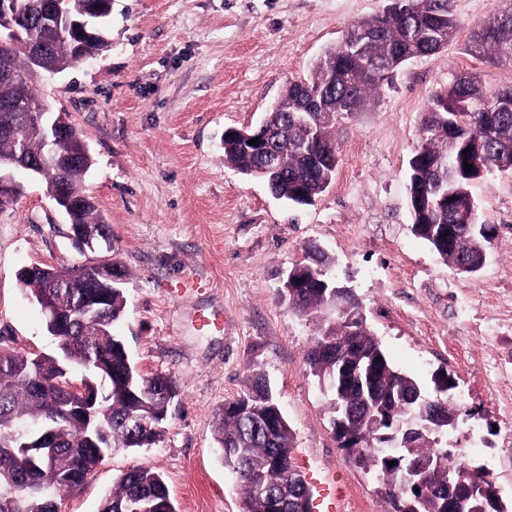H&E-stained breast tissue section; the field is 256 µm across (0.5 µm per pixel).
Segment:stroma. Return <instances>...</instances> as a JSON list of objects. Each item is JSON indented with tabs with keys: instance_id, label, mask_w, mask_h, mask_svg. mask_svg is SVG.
Instances as JSON below:
<instances>
[{
	"instance_id": "obj_1",
	"label": "stroma",
	"mask_w": 512,
	"mask_h": 512,
	"mask_svg": "<svg viewBox=\"0 0 512 512\" xmlns=\"http://www.w3.org/2000/svg\"><path fill=\"white\" fill-rule=\"evenodd\" d=\"M503 0H451L455 40L409 60L365 111L336 127L340 163L308 206L276 198L224 161L231 127L257 125L292 79L341 41L350 23L385 0H112L109 45L38 89L83 135L93 164L84 191L112 228V252L129 272L127 309L115 331L140 373L172 378L176 396L161 442L105 458L59 512H98L134 465L160 473L176 512H241L242 490L221 462L214 413L239 397L248 370L263 371L292 429L295 455L335 477L344 512H388L375 472L355 464L332 431L331 395L305 362L336 324L294 313L279 290L307 244L335 259L341 285L391 359L425 387L453 375L464 411L447 437L470 468L486 473L512 512V462L501 426L512 369L497 354L512 337V174H492L472 194L494 227L483 268L452 269L412 229L408 162L431 95L459 74L485 90L512 86V63L465 54L472 29ZM44 181L0 212V345L54 353L57 341L17 274L39 264L89 261ZM224 320L199 330V313Z\"/></svg>"
}]
</instances>
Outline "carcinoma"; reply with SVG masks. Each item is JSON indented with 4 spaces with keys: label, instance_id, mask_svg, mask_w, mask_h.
<instances>
[{
    "label": "carcinoma",
    "instance_id": "cac0c4a2",
    "mask_svg": "<svg viewBox=\"0 0 512 512\" xmlns=\"http://www.w3.org/2000/svg\"><path fill=\"white\" fill-rule=\"evenodd\" d=\"M391 7L368 20L356 21L347 30L351 37L370 38L366 55L375 59L371 70L344 52L343 45L331 48L313 67L306 80H290L285 86L283 111L267 113V127L274 135L277 163L266 168L260 157L245 151L228 137L224 139V162L246 175L263 179L280 198L292 205L312 204L334 180L340 158L336 142L330 136L334 125L315 124L322 109L336 111V116L359 112L371 92L389 80L393 72L379 69L388 62L404 64L416 56L433 55L452 42L459 23L452 13L450 0H387ZM48 7V0H22L16 14H1L0 27L16 26L25 37L42 38L49 44L47 66L65 71L98 54L107 41L100 32L39 28L33 21ZM62 11L72 17L108 20L112 8L109 0H62ZM467 54L491 62L512 61V0L492 22L473 30L465 45ZM14 66L24 77L22 86L33 107H46L38 94L42 73L29 71L24 45L14 51ZM24 145L28 154L41 152L28 119L14 122L12 137L0 139V157H9ZM471 171L464 170V164ZM512 170V108L500 109L488 103L477 75H458L448 88L434 94L422 115L420 142L409 161V202L414 233L425 240L454 270L475 273L486 262L493 238L486 224L469 223L466 215L474 201L472 185L497 171ZM47 190L61 186L76 198V228L103 226V217L83 191L85 173L79 168L46 165L41 174ZM307 267L298 273L301 282L288 286V305L301 316H314L327 307H340L336 325L318 337L309 349L306 361L312 375L330 382H341L342 371L356 374L344 382L340 397L334 400L332 429L339 443L348 438L359 448L353 457L356 464L372 468L385 480V496L390 512H404L393 489L399 472L385 467L381 435L388 432L385 419L412 421L417 429L416 414L426 411L430 428L412 436L413 452L403 451L406 460L415 459L428 465L427 491L414 499L417 512H448V473L462 469V454L457 448L440 446L439 437L456 425L462 409L449 391L456 388L450 377L440 380L446 390L433 394L411 375L399 368L385 352L382 343L359 322L350 334L343 310L358 306L352 296L334 287L331 273L334 259L317 246L306 249ZM53 267L31 278L20 277L24 293L48 295L55 301L60 316L68 319L78 298L88 288L52 287ZM127 289L118 284L110 290L103 328L96 321L78 323L72 328L76 347L72 358L84 356L81 342L90 340L98 353L112 364V381L131 373L135 380L130 392H114L105 402L112 431V447L94 451L85 445L83 424L66 415L67 405L75 402L59 385L51 382L57 374L56 361L45 357L37 367L49 382L39 384L28 376L33 358L22 352L0 348V512H58L57 497L80 487L87 475L114 451L151 448L161 441L175 387L162 374L145 376L132 366L124 339L114 333V325L125 315ZM49 419L56 420L54 450L59 465L70 478L48 484L41 493L18 494L8 500L5 492L21 477L30 484H42L37 471L23 472L30 465L25 453L8 448L14 435L25 430L38 438L37 428ZM215 437L222 449L224 465L236 474L244 490L242 512H280L276 503L287 502L295 510L297 501L308 498L306 483L294 471L292 458L294 437L282 406L265 376L255 370L244 379L243 393L224 404L214 415ZM454 512H504L500 498L492 492L471 497L468 486L455 493ZM175 512L163 476L146 466L135 465L123 472L117 485L106 495L99 512Z\"/></svg>",
    "mask_w": 512,
    "mask_h": 512
}]
</instances>
